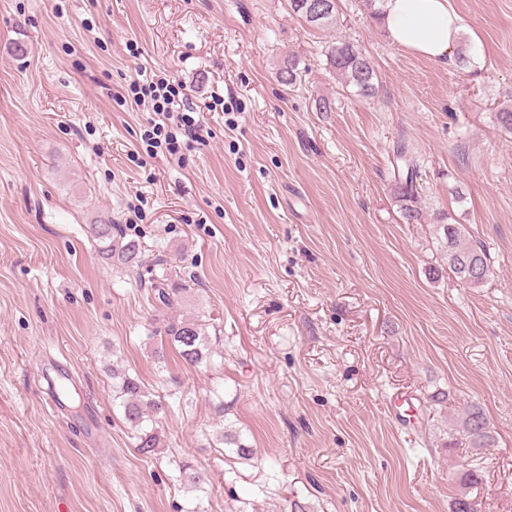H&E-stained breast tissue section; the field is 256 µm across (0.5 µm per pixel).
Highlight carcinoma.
<instances>
[{"label": "carcinoma", "instance_id": "obj_1", "mask_svg": "<svg viewBox=\"0 0 512 512\" xmlns=\"http://www.w3.org/2000/svg\"><path fill=\"white\" fill-rule=\"evenodd\" d=\"M333 7L325 19L313 23L308 19L307 7L310 0H289L291 11L307 25L323 30L336 26V0H329ZM327 65L341 80L342 86L352 89L354 95L371 97L375 92L376 72L366 55L349 41H334L325 51ZM279 82L294 88L302 81L299 61L293 57L284 62L277 73ZM397 158L404 168L397 170L395 199L402 218L407 224H413L421 218L418 209V192L415 185L419 164L409 155L405 144L397 147ZM90 233L98 241L101 257L115 266L125 268H146L150 278L149 287L154 291L155 299L171 308L178 303L181 293L187 291L188 284L176 267L162 256L151 262L143 259L139 240L127 238L121 225L102 221L89 225ZM446 248L448 270L457 281L466 287L483 284L494 274L486 246L479 240L469 238V231L463 224H440ZM160 337V346H169L177 350L180 359L190 365L198 366L212 361L216 351L207 334V325L200 318L177 317L168 320L164 327L151 332V337ZM115 399L120 401L124 418L135 432V448L143 455L153 453L160 445V439L154 425L165 415L170 403L163 398H154L147 393L139 379L127 373H113ZM495 437L489 427L483 411L475 404L466 405L457 414L454 426L448 432L446 448H470L478 451L494 446ZM481 481L479 469L472 468L460 478V490L454 499L452 512H480L478 503L472 497V490Z\"/></svg>", "mask_w": 512, "mask_h": 512}]
</instances>
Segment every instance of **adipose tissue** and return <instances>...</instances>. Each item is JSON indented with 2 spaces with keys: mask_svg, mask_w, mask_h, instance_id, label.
<instances>
[{
  "mask_svg": "<svg viewBox=\"0 0 512 512\" xmlns=\"http://www.w3.org/2000/svg\"><path fill=\"white\" fill-rule=\"evenodd\" d=\"M383 23L394 44L442 64L452 60L463 30L449 0H384Z\"/></svg>",
  "mask_w": 512,
  "mask_h": 512,
  "instance_id": "ef3b65f1",
  "label": "adipose tissue"
}]
</instances>
